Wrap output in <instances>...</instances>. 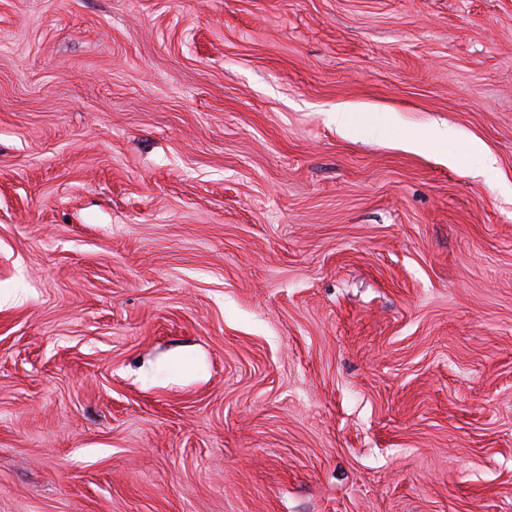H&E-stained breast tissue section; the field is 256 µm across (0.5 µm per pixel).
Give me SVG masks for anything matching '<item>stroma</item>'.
I'll return each instance as SVG.
<instances>
[{"mask_svg": "<svg viewBox=\"0 0 512 512\" xmlns=\"http://www.w3.org/2000/svg\"><path fill=\"white\" fill-rule=\"evenodd\" d=\"M0 512H512V0H0Z\"/></svg>", "mask_w": 512, "mask_h": 512, "instance_id": "stroma-1", "label": "stroma"}]
</instances>
